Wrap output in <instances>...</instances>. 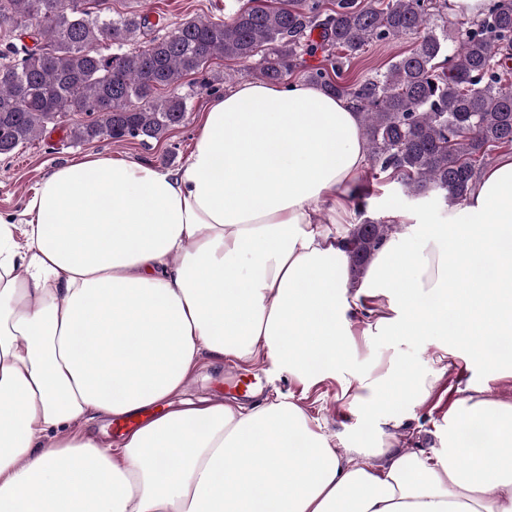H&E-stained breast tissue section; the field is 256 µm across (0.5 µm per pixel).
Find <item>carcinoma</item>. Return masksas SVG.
<instances>
[{"instance_id": "cac0c4a2", "label": "carcinoma", "mask_w": 512, "mask_h": 512, "mask_svg": "<svg viewBox=\"0 0 512 512\" xmlns=\"http://www.w3.org/2000/svg\"><path fill=\"white\" fill-rule=\"evenodd\" d=\"M221 19L172 24L162 15L112 9V0H0V155L69 116L73 144L160 140L187 120L199 91L214 89L215 59L254 62L258 76L295 73L354 102L366 183L395 182L404 195L464 201L477 174L512 150V0H481L456 28L438 24L447 0H237ZM319 32L321 42L311 40ZM414 46L363 81L343 78L366 47L405 36ZM326 53L330 68L304 67ZM189 75L201 80L184 83ZM395 225L364 218L344 241L358 280Z\"/></svg>"}]
</instances>
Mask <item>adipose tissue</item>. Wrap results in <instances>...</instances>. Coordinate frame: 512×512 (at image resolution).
I'll list each match as a JSON object with an SVG mask.
<instances>
[{
	"mask_svg": "<svg viewBox=\"0 0 512 512\" xmlns=\"http://www.w3.org/2000/svg\"><path fill=\"white\" fill-rule=\"evenodd\" d=\"M367 165L354 103L305 82L214 98L185 162L85 155L0 212V512H512V403L470 397L434 455L396 452L387 388L361 377L372 442L344 451L289 398L172 406L201 358L267 354L311 380L368 336L440 337L512 365V152L445 223L400 232L351 284L345 229ZM140 417L112 447L89 422Z\"/></svg>",
	"mask_w": 512,
	"mask_h": 512,
	"instance_id": "adipose-tissue-1",
	"label": "adipose tissue"
}]
</instances>
